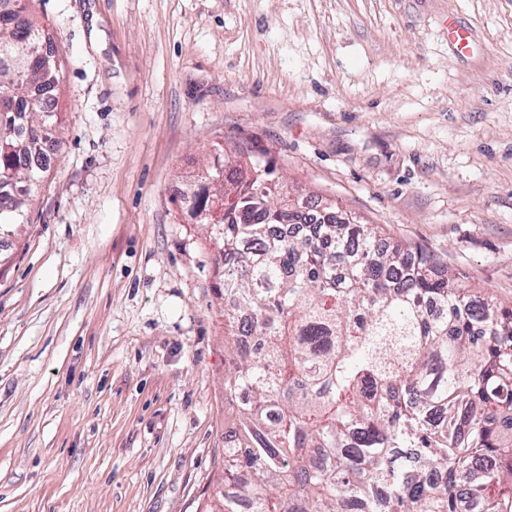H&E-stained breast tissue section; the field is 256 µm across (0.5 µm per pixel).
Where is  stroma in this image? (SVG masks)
<instances>
[{
    "instance_id": "stroma-1",
    "label": "stroma",
    "mask_w": 512,
    "mask_h": 512,
    "mask_svg": "<svg viewBox=\"0 0 512 512\" xmlns=\"http://www.w3.org/2000/svg\"><path fill=\"white\" fill-rule=\"evenodd\" d=\"M27 7L64 61L63 146L0 238V512H204L224 258L180 191L235 142L291 199L512 297V0Z\"/></svg>"
}]
</instances>
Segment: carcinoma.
I'll list each match as a JSON object with an SVG mask.
<instances>
[{"label":"carcinoma","instance_id":"cac0c4a2","mask_svg":"<svg viewBox=\"0 0 512 512\" xmlns=\"http://www.w3.org/2000/svg\"><path fill=\"white\" fill-rule=\"evenodd\" d=\"M26 0L0 10V228L25 212L56 154L61 69ZM181 204L224 254V478L205 512H512V300L469 288L425 247L324 211L296 238L272 223L266 165L245 181L216 158ZM482 325L478 342L473 330ZM423 470L444 474L431 485Z\"/></svg>","mask_w":512,"mask_h":512}]
</instances>
